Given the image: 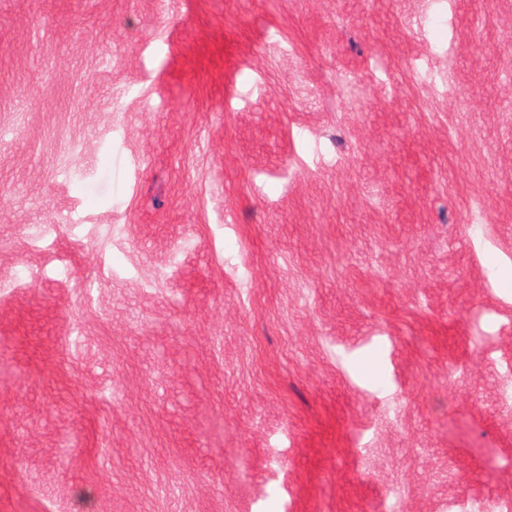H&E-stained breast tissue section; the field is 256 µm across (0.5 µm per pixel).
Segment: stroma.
Instances as JSON below:
<instances>
[{
    "label": "stroma",
    "instance_id": "35a3bbf8",
    "mask_svg": "<svg viewBox=\"0 0 512 512\" xmlns=\"http://www.w3.org/2000/svg\"><path fill=\"white\" fill-rule=\"evenodd\" d=\"M512 512V0H0V512Z\"/></svg>",
    "mask_w": 512,
    "mask_h": 512
}]
</instances>
